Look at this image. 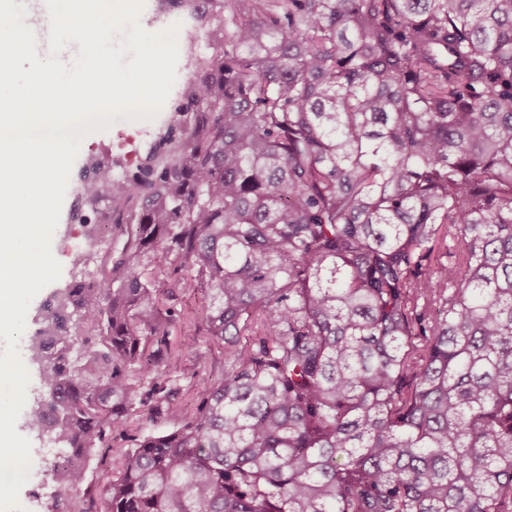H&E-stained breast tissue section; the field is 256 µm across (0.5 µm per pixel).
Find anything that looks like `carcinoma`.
<instances>
[{
	"label": "carcinoma",
	"instance_id": "cac0c4a2",
	"mask_svg": "<svg viewBox=\"0 0 512 512\" xmlns=\"http://www.w3.org/2000/svg\"><path fill=\"white\" fill-rule=\"evenodd\" d=\"M161 2L190 77L29 336L67 512H512V0ZM224 369V354L209 350L199 342L192 350L184 351L177 369L171 374L182 388L202 386L208 375L218 376Z\"/></svg>",
	"mask_w": 512,
	"mask_h": 512
}]
</instances>
